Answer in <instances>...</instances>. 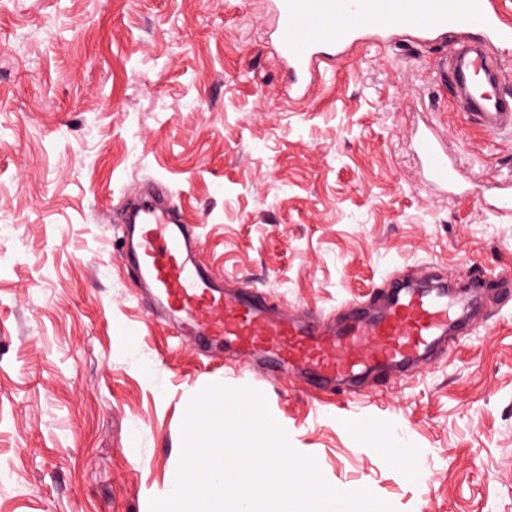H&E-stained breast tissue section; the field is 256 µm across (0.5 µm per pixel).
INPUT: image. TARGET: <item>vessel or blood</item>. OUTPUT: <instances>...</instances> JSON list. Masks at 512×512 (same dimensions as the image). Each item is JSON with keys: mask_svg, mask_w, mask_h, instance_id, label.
I'll use <instances>...</instances> for the list:
<instances>
[{"mask_svg": "<svg viewBox=\"0 0 512 512\" xmlns=\"http://www.w3.org/2000/svg\"><path fill=\"white\" fill-rule=\"evenodd\" d=\"M270 6L273 39L295 99H304L322 69L364 34L383 39L405 32L431 42L454 32L460 39L440 58L436 80L483 131L512 134V102L497 91L503 64L489 52L512 47V16L498 0H270ZM410 147L426 182L463 189L438 133H414ZM485 203L511 215L512 183L490 187ZM130 204V215L119 221L125 226L124 260L139 287L153 292L157 307L181 332L223 340L244 356L245 367L261 374L288 366L316 388L340 382L355 392L372 376L414 372L448 337L469 335L480 323V293L459 290L462 282L477 283V274L457 279L442 270L394 275L367 300L344 303L332 315L277 312L250 289L229 291L227 280L200 262V238L160 191H137Z\"/></svg>", "mask_w": 512, "mask_h": 512, "instance_id": "1", "label": "vessel or blood"}]
</instances>
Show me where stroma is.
Returning a JSON list of instances; mask_svg holds the SVG:
<instances>
[{
	"label": "stroma",
	"instance_id": "stroma-1",
	"mask_svg": "<svg viewBox=\"0 0 512 512\" xmlns=\"http://www.w3.org/2000/svg\"><path fill=\"white\" fill-rule=\"evenodd\" d=\"M267 0H0V512H148L191 397L262 391L342 490L397 512H512V299L404 380L323 393L178 340L127 273L114 207L148 179L202 260L282 309L330 313L432 265L512 271V135L453 112L445 43L365 39L293 101ZM442 135L441 195L409 141ZM487 197H483L485 204L502 215L512 214V183H500L487 189Z\"/></svg>",
	"mask_w": 512,
	"mask_h": 512
}]
</instances>
